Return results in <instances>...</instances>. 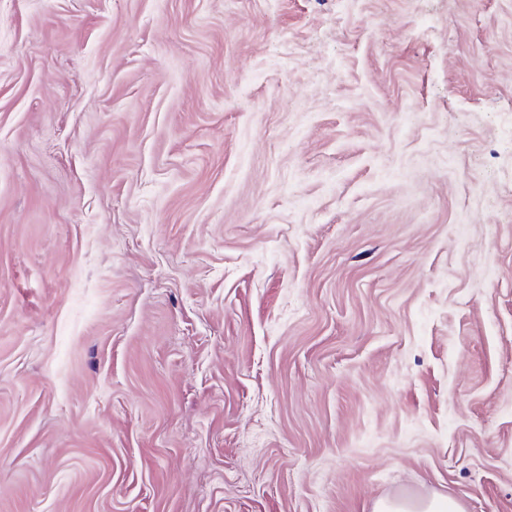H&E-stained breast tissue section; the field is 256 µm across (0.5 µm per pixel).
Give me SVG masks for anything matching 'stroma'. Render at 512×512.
Returning <instances> with one entry per match:
<instances>
[{"label":"stroma","instance_id":"35a3bbf8","mask_svg":"<svg viewBox=\"0 0 512 512\" xmlns=\"http://www.w3.org/2000/svg\"><path fill=\"white\" fill-rule=\"evenodd\" d=\"M512 512V0H0V512ZM375 512H463L455 499L442 495L429 498L410 499L405 497L385 498L378 501Z\"/></svg>","mask_w":512,"mask_h":512}]
</instances>
